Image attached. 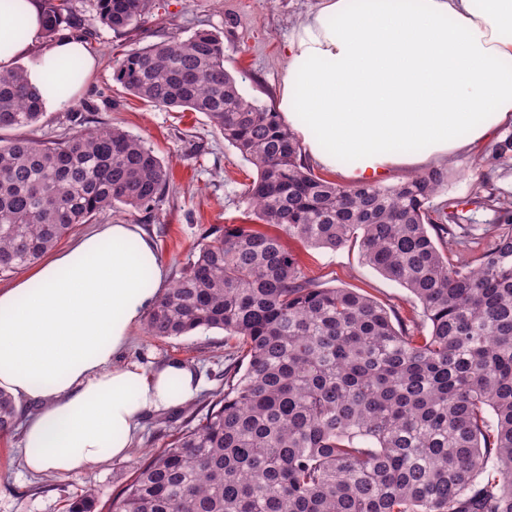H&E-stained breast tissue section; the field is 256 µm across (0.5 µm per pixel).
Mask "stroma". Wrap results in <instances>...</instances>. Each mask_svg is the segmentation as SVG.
Here are the masks:
<instances>
[{"label": "stroma", "mask_w": 512, "mask_h": 512, "mask_svg": "<svg viewBox=\"0 0 512 512\" xmlns=\"http://www.w3.org/2000/svg\"><path fill=\"white\" fill-rule=\"evenodd\" d=\"M158 12L145 25L141 45L173 34L187 38L199 30L217 33L224 42V67L250 98L278 108L286 63L284 45L294 28L316 9L318 0H157ZM125 37L105 27L89 48L97 59L84 83L61 109L45 110L41 120L21 131L5 130L0 138L24 136L54 139L85 126L106 123L144 140L170 168L168 195L154 221L141 213L116 209L101 215L103 224H144L158 246L161 259L178 278L188 259L205 243L222 235L225 225L248 224L252 215L245 193L255 179V167L225 142L205 114L159 109L131 95L113 78L116 55L129 49ZM512 133V122L501 124L493 136L469 151L449 157L452 176L442 199L464 198L478 190L484 173L481 156L491 154L498 141ZM286 247L297 253L305 276L323 288H347L372 296L403 320H419L421 306L399 283L365 264L357 248L332 251L312 248L289 238ZM170 359L195 366L204 382L192 403L166 412L147 414L142 430L122 460L81 475H29L20 454L22 432L0 437V512H66L68 501L94 487L100 505H108L135 469L152 453L166 448L187 420L205 416L214 393L224 389V371L234 357L223 330L198 329L185 336L156 338L134 331L120 363L154 368Z\"/></svg>", "instance_id": "1"}]
</instances>
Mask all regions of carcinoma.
<instances>
[{
	"label": "carcinoma",
	"mask_w": 512,
	"mask_h": 512,
	"mask_svg": "<svg viewBox=\"0 0 512 512\" xmlns=\"http://www.w3.org/2000/svg\"><path fill=\"white\" fill-rule=\"evenodd\" d=\"M43 38L93 36L76 0H42ZM156 0H95L101 26L136 37ZM68 94L79 56L60 63ZM113 78L158 108L204 113L257 170L256 218L304 243L359 248L407 288L423 321L392 319L371 296L306 279L281 236L243 224L199 248L149 310L146 333L224 331L239 365L204 420L141 464L107 512H512V197L491 185L433 204L451 171L398 185L345 186L313 173L278 113L248 98L209 31L127 50ZM45 104L27 72H0V130L31 127ZM512 157V134L485 159ZM169 172L116 126L0 144V274L36 261L78 224L126 207L152 218ZM491 209L476 230L465 207ZM16 424L0 393V435ZM495 475L484 479L487 466ZM89 487L67 512H96Z\"/></svg>",
	"instance_id": "carcinoma-1"
}]
</instances>
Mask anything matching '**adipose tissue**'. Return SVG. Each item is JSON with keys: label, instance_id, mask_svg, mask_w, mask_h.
<instances>
[{"label": "adipose tissue", "instance_id": "1", "mask_svg": "<svg viewBox=\"0 0 512 512\" xmlns=\"http://www.w3.org/2000/svg\"><path fill=\"white\" fill-rule=\"evenodd\" d=\"M23 34H16V23ZM39 0H0V71L29 55ZM280 111L323 169L377 185L448 159L512 116V0H320L291 31ZM53 42L27 72L52 107ZM169 270L137 224H104L0 289V390L28 404L23 459L40 474L125 458L144 416L192 402L201 381L171 360L117 364Z\"/></svg>", "mask_w": 512, "mask_h": 512}]
</instances>
